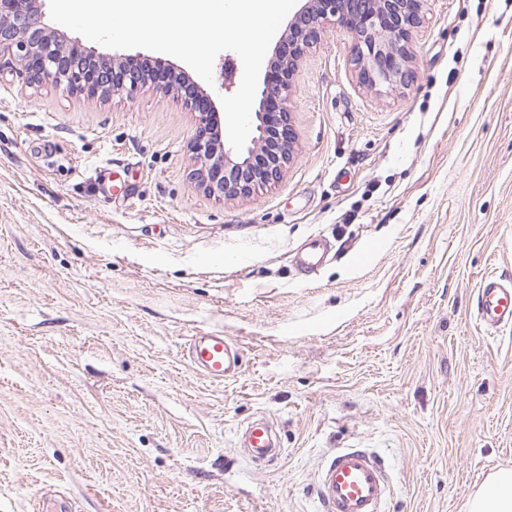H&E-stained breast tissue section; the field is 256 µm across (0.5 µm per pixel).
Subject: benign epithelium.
Masks as SVG:
<instances>
[{"label": "benign epithelium", "mask_w": 512, "mask_h": 512, "mask_svg": "<svg viewBox=\"0 0 512 512\" xmlns=\"http://www.w3.org/2000/svg\"><path fill=\"white\" fill-rule=\"evenodd\" d=\"M44 0H0V58L17 60L30 82L49 81L87 98L128 99L154 84L180 94L174 71L154 79L139 66V55H105L81 46L45 23ZM426 0H305L289 22L268 61L250 114L251 131L241 152L224 136V124L210 93L196 86L189 100L198 113L190 151L191 174L199 189L218 199L244 198L281 178L294 157L295 131L290 115L292 79L304 53L318 42L330 22L351 41L359 83L379 94L409 85L416 58L414 43Z\"/></svg>", "instance_id": "obj_1"}]
</instances>
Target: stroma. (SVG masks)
Returning a JSON list of instances; mask_svg holds the SVG:
<instances>
[{
  "label": "stroma",
  "mask_w": 512,
  "mask_h": 512,
  "mask_svg": "<svg viewBox=\"0 0 512 512\" xmlns=\"http://www.w3.org/2000/svg\"><path fill=\"white\" fill-rule=\"evenodd\" d=\"M415 49L380 95L326 25L292 82V162L224 201L191 178L180 98L0 67V512H320L348 446L389 467L388 512H467L512 468V331L473 309L483 275L512 279V0H427ZM242 75L220 52L213 98ZM206 329L237 376L189 367ZM259 418L270 465L240 444ZM325 246L321 239H312L298 257L300 268L304 272H312L325 260Z\"/></svg>",
  "instance_id": "1"
}]
</instances>
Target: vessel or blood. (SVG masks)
<instances>
[{"label": "vessel or blood", "instance_id": "obj_1", "mask_svg": "<svg viewBox=\"0 0 512 512\" xmlns=\"http://www.w3.org/2000/svg\"><path fill=\"white\" fill-rule=\"evenodd\" d=\"M321 239H312L298 257L303 271L317 269L325 259ZM476 318L489 333L512 327V280L482 276L477 291ZM190 367L202 377L221 382L235 376L240 367L237 350L223 333L193 336L187 347ZM248 455L256 461H273L280 455L272 441V429L262 420L243 432ZM390 471L374 453L363 448H344L319 475L317 495L322 512H385L390 496Z\"/></svg>", "mask_w": 512, "mask_h": 512}]
</instances>
